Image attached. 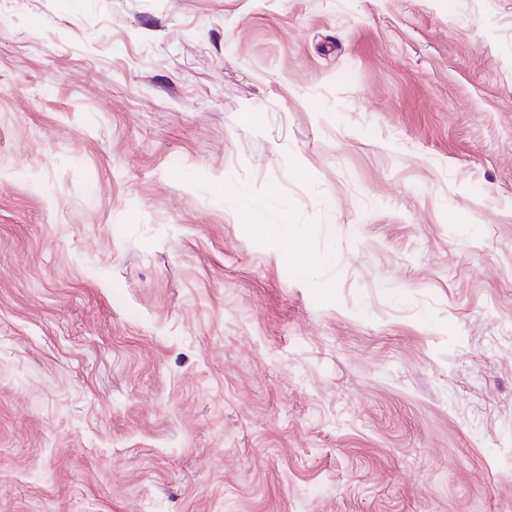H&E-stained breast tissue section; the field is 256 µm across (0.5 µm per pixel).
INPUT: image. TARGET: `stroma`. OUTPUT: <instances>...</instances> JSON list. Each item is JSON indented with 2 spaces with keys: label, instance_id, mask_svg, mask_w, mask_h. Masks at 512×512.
Here are the masks:
<instances>
[{
  "label": "stroma",
  "instance_id": "obj_1",
  "mask_svg": "<svg viewBox=\"0 0 512 512\" xmlns=\"http://www.w3.org/2000/svg\"><path fill=\"white\" fill-rule=\"evenodd\" d=\"M0 512H512V0H0Z\"/></svg>",
  "mask_w": 512,
  "mask_h": 512
}]
</instances>
